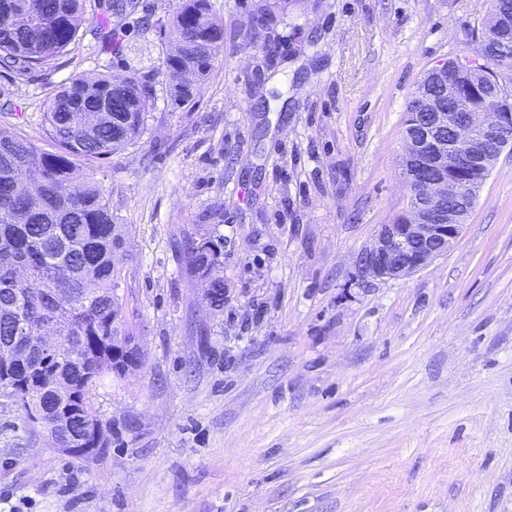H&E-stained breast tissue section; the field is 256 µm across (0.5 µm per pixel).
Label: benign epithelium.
Here are the masks:
<instances>
[{
  "label": "benign epithelium",
  "instance_id": "benign-epithelium-1",
  "mask_svg": "<svg viewBox=\"0 0 512 512\" xmlns=\"http://www.w3.org/2000/svg\"><path fill=\"white\" fill-rule=\"evenodd\" d=\"M487 53L478 40L477 57L457 63L481 76ZM421 106L430 114L429 123L416 134L403 136L400 166L408 190L406 223L381 224L371 245L356 257L355 267L363 280H388L410 276L444 255L463 232L464 221L479 191L463 195L460 183L449 177L467 166L491 172L503 152L512 144H493L487 119L475 112L468 99L448 86V98L460 120L448 124V112L429 95H419ZM452 126L444 141L440 130Z\"/></svg>",
  "mask_w": 512,
  "mask_h": 512
}]
</instances>
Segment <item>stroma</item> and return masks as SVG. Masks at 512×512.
<instances>
[{
	"label": "stroma",
	"mask_w": 512,
	"mask_h": 512,
	"mask_svg": "<svg viewBox=\"0 0 512 512\" xmlns=\"http://www.w3.org/2000/svg\"><path fill=\"white\" fill-rule=\"evenodd\" d=\"M224 51L172 103L138 16L119 53L86 35L52 70L0 64V126L42 148L54 90L137 75L135 144L82 165L129 225L124 292L144 359L93 392L108 451L74 458L0 395V512H512V154L444 256L361 281L407 202L403 118L433 66L477 51L488 0H214ZM224 239V308L180 244Z\"/></svg>",
	"instance_id": "1"
}]
</instances>
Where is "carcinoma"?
<instances>
[{
    "label": "carcinoma",
    "mask_w": 512,
    "mask_h": 512,
    "mask_svg": "<svg viewBox=\"0 0 512 512\" xmlns=\"http://www.w3.org/2000/svg\"><path fill=\"white\" fill-rule=\"evenodd\" d=\"M98 40L118 53L124 20L135 0L100 3ZM84 0H0V58L23 76L49 67L82 39ZM161 47L184 46L188 55L164 52L168 89L176 105L190 102L202 88L224 48V27L211 0H185L166 23H154ZM481 34L492 59L490 74L475 80L467 70L448 71L479 112H512V101L496 102L486 85L497 69L512 68V0H489ZM200 84L190 90L177 78L185 62ZM152 88L135 76L81 75L67 79L49 101L44 120L54 149L45 150L26 135L0 127V391L24 411L33 429L52 448L110 447L99 439L102 425L93 390L123 373L112 365V349L123 353L136 335L123 291L125 270L115 263L125 251L129 225L117 224L104 190L83 180L77 162H95L126 149L141 135L142 116L153 100ZM185 274L193 285L208 281L224 306V239L209 232L185 237ZM29 271L14 279L17 266ZM67 345L53 356L43 353L37 336L45 325ZM21 350L28 360L7 365L5 352Z\"/></svg>",
    "instance_id": "1"
}]
</instances>
